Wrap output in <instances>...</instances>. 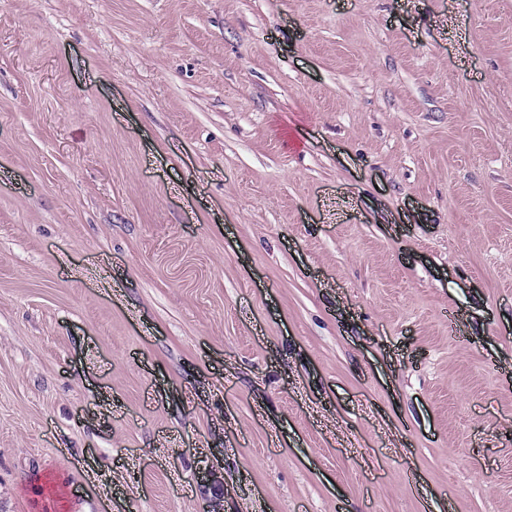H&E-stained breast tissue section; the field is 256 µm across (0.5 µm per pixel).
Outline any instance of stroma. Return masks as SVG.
<instances>
[{
    "label": "stroma",
    "instance_id": "obj_1",
    "mask_svg": "<svg viewBox=\"0 0 512 512\" xmlns=\"http://www.w3.org/2000/svg\"><path fill=\"white\" fill-rule=\"evenodd\" d=\"M50 463L512 512V0H0V512Z\"/></svg>",
    "mask_w": 512,
    "mask_h": 512
}]
</instances>
